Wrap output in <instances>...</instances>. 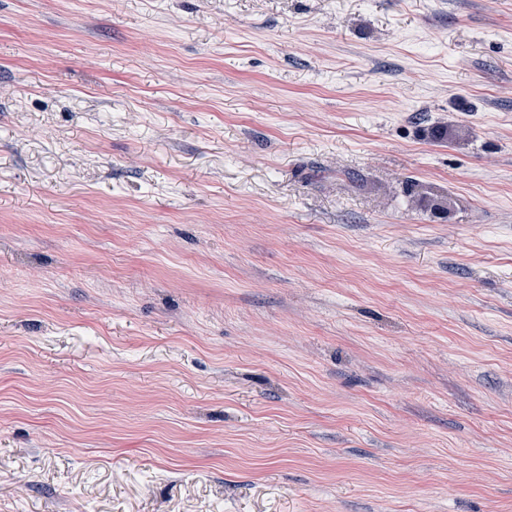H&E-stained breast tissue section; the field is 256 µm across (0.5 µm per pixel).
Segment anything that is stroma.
I'll return each mask as SVG.
<instances>
[{"label": "stroma", "mask_w": 512, "mask_h": 512, "mask_svg": "<svg viewBox=\"0 0 512 512\" xmlns=\"http://www.w3.org/2000/svg\"><path fill=\"white\" fill-rule=\"evenodd\" d=\"M0 512H512V0H0Z\"/></svg>", "instance_id": "35a3bbf8"}]
</instances>
